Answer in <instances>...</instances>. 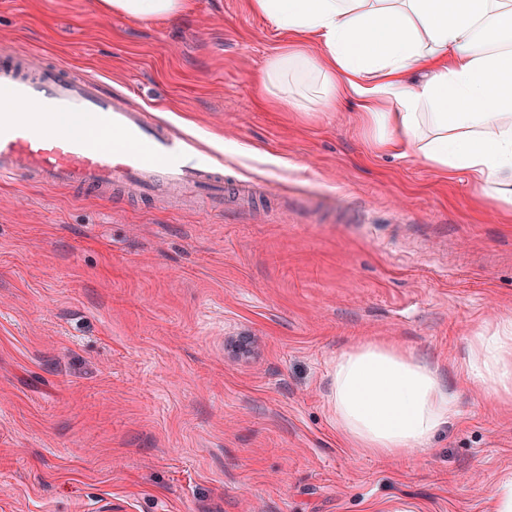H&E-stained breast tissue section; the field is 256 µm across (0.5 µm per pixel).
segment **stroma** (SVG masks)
<instances>
[{
	"label": "stroma",
	"mask_w": 512,
	"mask_h": 512,
	"mask_svg": "<svg viewBox=\"0 0 512 512\" xmlns=\"http://www.w3.org/2000/svg\"><path fill=\"white\" fill-rule=\"evenodd\" d=\"M286 39L246 0L161 22L96 0H0V49L128 91L224 157L242 209L0 184V512H489L512 404L463 391L472 336L512 315V214L375 151L355 101L268 107ZM437 365L459 417L427 450L350 448L337 355Z\"/></svg>",
	"instance_id": "stroma-1"
}]
</instances>
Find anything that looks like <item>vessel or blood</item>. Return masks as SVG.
<instances>
[{
  "label": "vessel or blood",
  "instance_id": "obj_1",
  "mask_svg": "<svg viewBox=\"0 0 512 512\" xmlns=\"http://www.w3.org/2000/svg\"><path fill=\"white\" fill-rule=\"evenodd\" d=\"M1 101L13 106L0 113L1 180L151 199L176 189L215 209L226 203L223 167L153 122L127 94L104 90L78 70L36 53L1 51ZM59 114L118 136L122 148L103 150L87 136L49 127L47 118Z\"/></svg>",
  "mask_w": 512,
  "mask_h": 512
}]
</instances>
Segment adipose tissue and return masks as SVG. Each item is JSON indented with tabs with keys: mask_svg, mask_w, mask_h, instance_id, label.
<instances>
[{
	"mask_svg": "<svg viewBox=\"0 0 512 512\" xmlns=\"http://www.w3.org/2000/svg\"><path fill=\"white\" fill-rule=\"evenodd\" d=\"M288 38L258 73L262 93L295 111L359 100L380 151L441 173L469 172L477 191L512 209V0H247ZM135 21L186 14L192 0H99ZM460 374L512 395V316L473 336ZM331 406L361 452L424 450L459 414L440 370L389 342L336 357Z\"/></svg>",
	"mask_w": 512,
	"mask_h": 512,
	"instance_id": "ef3b65f1",
	"label": "adipose tissue"
}]
</instances>
